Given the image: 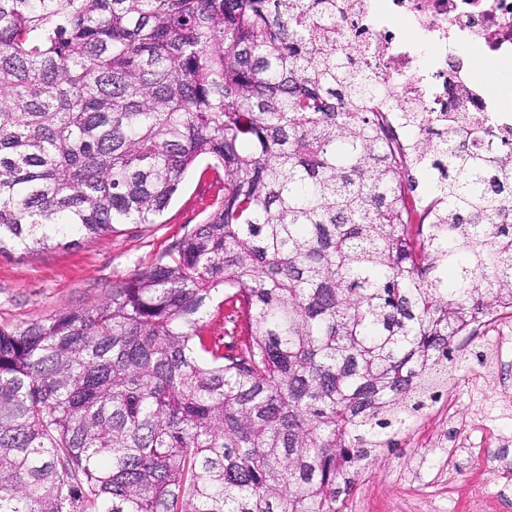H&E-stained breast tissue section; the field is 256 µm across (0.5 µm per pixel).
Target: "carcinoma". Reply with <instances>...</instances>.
<instances>
[{
    "instance_id": "1",
    "label": "carcinoma",
    "mask_w": 512,
    "mask_h": 512,
    "mask_svg": "<svg viewBox=\"0 0 512 512\" xmlns=\"http://www.w3.org/2000/svg\"><path fill=\"white\" fill-rule=\"evenodd\" d=\"M360 5L0 0V254L219 184L108 300L0 327V512H342L512 317V133L376 111Z\"/></svg>"
}]
</instances>
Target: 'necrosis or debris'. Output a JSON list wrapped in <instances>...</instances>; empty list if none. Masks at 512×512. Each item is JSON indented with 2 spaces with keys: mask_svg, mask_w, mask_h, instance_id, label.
I'll list each match as a JSON object with an SVG mask.
<instances>
[{
  "mask_svg": "<svg viewBox=\"0 0 512 512\" xmlns=\"http://www.w3.org/2000/svg\"><path fill=\"white\" fill-rule=\"evenodd\" d=\"M360 25L392 86L411 89L426 111L446 112L448 87L459 84L493 133L512 129V111L484 96L478 76L482 65L512 67V0H365Z\"/></svg>",
  "mask_w": 512,
  "mask_h": 512,
  "instance_id": "4bbe7bcc",
  "label": "necrosis or debris"
}]
</instances>
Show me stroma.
<instances>
[{
	"label": "stroma",
	"instance_id": "stroma-1",
	"mask_svg": "<svg viewBox=\"0 0 512 512\" xmlns=\"http://www.w3.org/2000/svg\"><path fill=\"white\" fill-rule=\"evenodd\" d=\"M199 161L156 224H122L109 237H71L40 252L0 255V325L39 320L65 309L101 303L112 287L151 266L168 246L210 214L213 177ZM464 339L466 361L448 382L445 400L430 404L377 449L342 512H468L471 489L492 499V512H512V473L499 467V440L512 438V362L490 370L484 362L500 330ZM486 453L473 460L471 449Z\"/></svg>",
	"mask_w": 512,
	"mask_h": 512
}]
</instances>
